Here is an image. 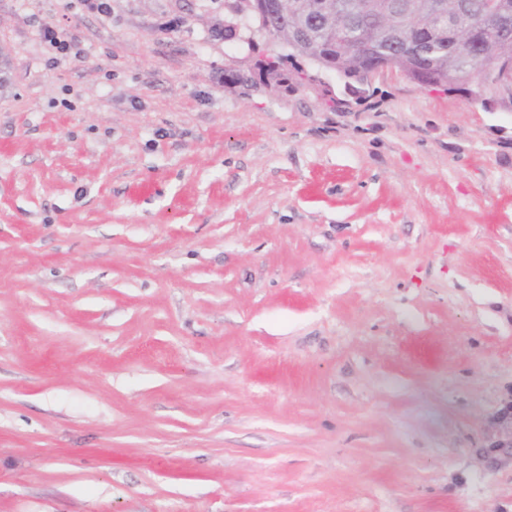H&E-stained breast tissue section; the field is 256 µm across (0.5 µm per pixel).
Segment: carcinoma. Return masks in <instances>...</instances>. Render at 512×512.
Listing matches in <instances>:
<instances>
[{
  "label": "carcinoma",
  "instance_id": "1",
  "mask_svg": "<svg viewBox=\"0 0 512 512\" xmlns=\"http://www.w3.org/2000/svg\"><path fill=\"white\" fill-rule=\"evenodd\" d=\"M316 0H288V14L279 17L282 30L302 23L307 37L302 41L287 40L285 52L272 61H261L259 66L267 79L282 83L288 79V68H293L302 79L312 84L321 69L335 68L348 77L350 87L365 86L364 75L381 62L399 71L421 87L445 91L471 90L484 80L495 85L498 73L494 68L474 66L470 59L450 47L448 18L459 13L460 0H365L366 6L378 13L395 8L400 15L391 26L360 24L355 20L359 0H344L347 8L338 7L339 0H329L334 15L316 16L310 13ZM426 25V32L417 40L406 37L407 21ZM349 37L362 43L364 52L359 57L346 56L336 50L339 40ZM488 60L504 66L512 65V41L494 42L486 49Z\"/></svg>",
  "mask_w": 512,
  "mask_h": 512
}]
</instances>
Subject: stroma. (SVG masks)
Here are the masks:
<instances>
[{
	"label": "stroma",
	"instance_id": "35a3bbf8",
	"mask_svg": "<svg viewBox=\"0 0 512 512\" xmlns=\"http://www.w3.org/2000/svg\"><path fill=\"white\" fill-rule=\"evenodd\" d=\"M106 2L0 0V512H512V105Z\"/></svg>",
	"mask_w": 512,
	"mask_h": 512
}]
</instances>
